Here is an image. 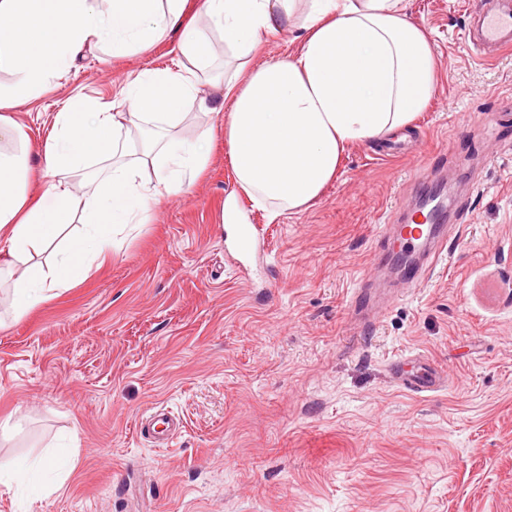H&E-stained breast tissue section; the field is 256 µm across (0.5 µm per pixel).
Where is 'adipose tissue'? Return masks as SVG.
<instances>
[{
    "mask_svg": "<svg viewBox=\"0 0 512 512\" xmlns=\"http://www.w3.org/2000/svg\"><path fill=\"white\" fill-rule=\"evenodd\" d=\"M408 0H0V276L22 314L87 275L117 231L147 223L153 202L207 167L210 137L183 138L186 108L224 117L236 191L223 221L243 224L240 196L272 215L307 208L335 177L348 147L410 126L431 102L439 63ZM291 27L295 55L252 59L264 36ZM226 58L206 69L209 32ZM169 41L176 68L131 73L108 111L83 98L56 113L42 154L43 193L31 197L29 138L11 110L36 100L85 47L113 57ZM112 171L76 199L71 179L95 158ZM84 230L61 240L76 212Z\"/></svg>",
    "mask_w": 512,
    "mask_h": 512,
    "instance_id": "ef3b65f1",
    "label": "adipose tissue"
}]
</instances>
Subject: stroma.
Wrapping results in <instances>:
<instances>
[{"label":"stroma","instance_id":"stroma-1","mask_svg":"<svg viewBox=\"0 0 512 512\" xmlns=\"http://www.w3.org/2000/svg\"><path fill=\"white\" fill-rule=\"evenodd\" d=\"M464 3L410 0L441 70L398 153L350 147L298 213L241 198L260 229L250 264L224 249V124L199 114L208 169L85 280L20 316L0 285V463L62 445L72 468L59 491L54 470L0 491V512H512V52L476 61ZM175 63L167 42L122 59L99 46L14 109L30 195L67 99L108 108L129 72ZM440 184L448 255L407 290L379 227L408 223ZM400 356L445 384L394 386ZM159 409L183 423L166 448L136 428Z\"/></svg>","mask_w":512,"mask_h":512}]
</instances>
